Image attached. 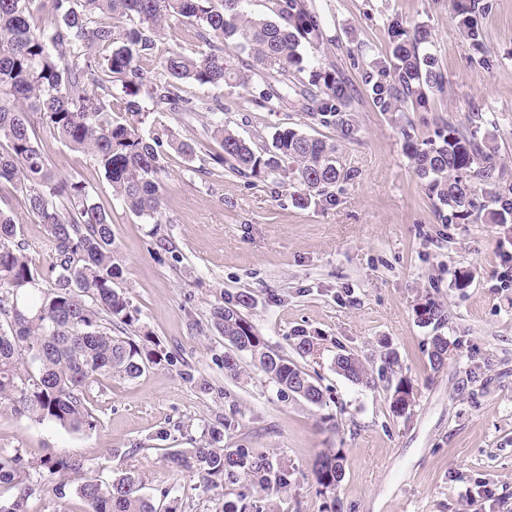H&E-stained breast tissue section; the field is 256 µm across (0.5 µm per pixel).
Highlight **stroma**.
<instances>
[{"label":"stroma","instance_id":"stroma-1","mask_svg":"<svg viewBox=\"0 0 512 512\" xmlns=\"http://www.w3.org/2000/svg\"><path fill=\"white\" fill-rule=\"evenodd\" d=\"M327 21L314 56L342 67L356 93V140L340 141L291 104L269 112L244 87L189 84L192 100L222 104L224 119L257 147L292 127L334 139L354 179L336 188L326 207L304 206L275 178L231 172L212 159L205 114L150 111L143 131L167 142L198 140L194 161L168 153L160 175L161 223L134 215L112 194L92 157L40 135L53 167L82 180L112 215L120 275L129 301L127 331L155 349L141 376L105 375L87 391L95 426L72 433L35 423L0 407V457L34 463L45 454L85 460L98 479L138 473L145 495L168 512H512V224H444L403 151V126L418 137L442 121L468 126L481 115L512 180V0H485L481 48H473L451 18L450 0H308ZM421 22L448 77L427 112L374 110L362 87L361 65L388 49L390 14ZM17 235L41 274L53 250L44 225L28 213L22 193L9 194ZM250 293V319L267 344L300 364L322 387L326 403L280 395L249 355L238 375L224 369L227 347L210 313L238 293ZM434 301L441 321L420 323L416 309ZM314 356L298 358L297 332ZM448 350L432 369L431 339ZM393 350L413 387L407 413H393L380 372ZM351 353L375 383L355 384L336 370ZM218 438L221 448H250L290 471L282 492H262L245 480L211 489L172 468L169 452ZM344 457L335 490L316 480L325 452ZM40 492L28 512H87L76 487L80 473L31 471Z\"/></svg>","mask_w":512,"mask_h":512}]
</instances>
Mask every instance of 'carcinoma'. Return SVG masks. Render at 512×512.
<instances>
[{
    "label": "carcinoma",
    "instance_id": "1",
    "mask_svg": "<svg viewBox=\"0 0 512 512\" xmlns=\"http://www.w3.org/2000/svg\"><path fill=\"white\" fill-rule=\"evenodd\" d=\"M247 2L0 0V191L9 185L23 194L55 251L54 287L40 293L39 272L17 239L14 219L0 209V406L78 432L94 426L85 398L92 383L112 374L137 378L155 363L153 352L120 329L129 325L130 316L126 297L113 288L118 267L109 213L82 181L51 167L37 131L89 154L126 208L156 224L163 210V150L142 133L144 99L163 111L222 112L220 104L199 106L185 97L183 84L232 81L251 91L258 106L275 112L284 96L267 90L274 81L292 90L300 109L336 130L339 138L357 139L349 78L336 63L315 62L308 53L324 41V18L308 0H271L267 17L251 15ZM451 4L458 30L472 46H480L478 16L486 6L480 0ZM170 23L193 27L201 46L191 54L168 49L159 58L158 76L149 81L142 62L154 57L157 34ZM386 34L388 55L362 76L374 109L384 114L430 111L433 97L444 92L446 76L426 47L427 27L392 15ZM114 112L130 119L114 121ZM205 136L221 149L214 160L256 178L283 173L304 204L335 203L336 186L354 176L336 155L335 142L293 128L276 130L271 147L261 152L222 119L209 120ZM402 136L406 157L436 200L441 223L469 220L478 194L485 192L492 205L485 220L512 224V184L503 183V173L496 170L495 148L481 135L480 123L463 129L445 122L421 141L405 130ZM197 145L191 138L168 143L189 161ZM251 306L252 297L241 293L211 312L214 329L232 347L224 354V369L237 373L238 354L247 353L278 390L294 394L292 382L303 378L312 383L304 400L323 404L324 392L311 375L269 348L245 314ZM294 346L302 358L315 348L303 331L295 334ZM447 349L445 337H432L433 368L443 365ZM336 367L349 381L368 383L369 373L354 355H338ZM168 459L212 484L240 475L264 491L290 484V472L255 460L249 448L226 451L206 442L175 450ZM36 468L50 475L87 471L76 493L88 512H159L134 473L106 484L80 459L45 457ZM316 469L319 484L334 489L344 476L343 456L329 452ZM0 483L20 487L18 497L0 504V512H27L36 488L21 458H0Z\"/></svg>",
    "mask_w": 512,
    "mask_h": 512
}]
</instances>
